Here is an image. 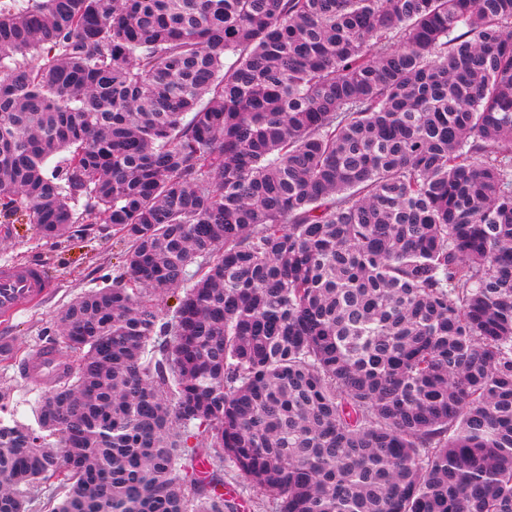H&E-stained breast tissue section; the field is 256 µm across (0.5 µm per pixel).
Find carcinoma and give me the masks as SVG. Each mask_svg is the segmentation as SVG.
<instances>
[{"instance_id":"obj_1","label":"carcinoma","mask_w":512,"mask_h":512,"mask_svg":"<svg viewBox=\"0 0 512 512\" xmlns=\"http://www.w3.org/2000/svg\"><path fill=\"white\" fill-rule=\"evenodd\" d=\"M0 218L127 242L0 512H512V0H0ZM229 485L247 504L243 512H277L276 503L261 495L228 467H224V487Z\"/></svg>"}]
</instances>
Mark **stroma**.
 I'll return each mask as SVG.
<instances>
[{"mask_svg":"<svg viewBox=\"0 0 512 512\" xmlns=\"http://www.w3.org/2000/svg\"><path fill=\"white\" fill-rule=\"evenodd\" d=\"M125 249V242L107 224H91L86 230L45 240L30 225L0 223V267L36 262L51 282L46 297L12 320H0V341H8L18 353L17 360L0 370V382L12 386L21 418L30 416V403L37 393L22 377L20 361H34L42 348L53 346L54 339L45 335V327L73 298L100 284L102 276L116 272Z\"/></svg>","mask_w":512,"mask_h":512,"instance_id":"stroma-1","label":"stroma"}]
</instances>
